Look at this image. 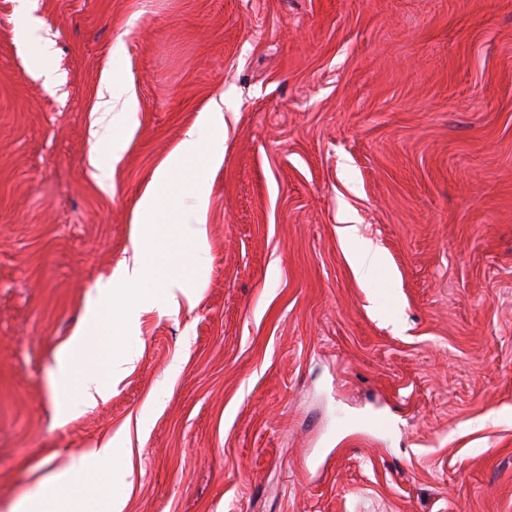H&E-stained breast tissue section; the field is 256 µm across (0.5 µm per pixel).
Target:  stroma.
<instances>
[{"label": "stroma", "instance_id": "35a3bbf8", "mask_svg": "<svg viewBox=\"0 0 512 512\" xmlns=\"http://www.w3.org/2000/svg\"><path fill=\"white\" fill-rule=\"evenodd\" d=\"M215 99L199 299L60 418L56 352ZM124 427L87 512H512V0H0V512ZM378 262V254L369 241H364L359 252L352 258L353 268L361 278H365Z\"/></svg>", "mask_w": 512, "mask_h": 512}]
</instances>
